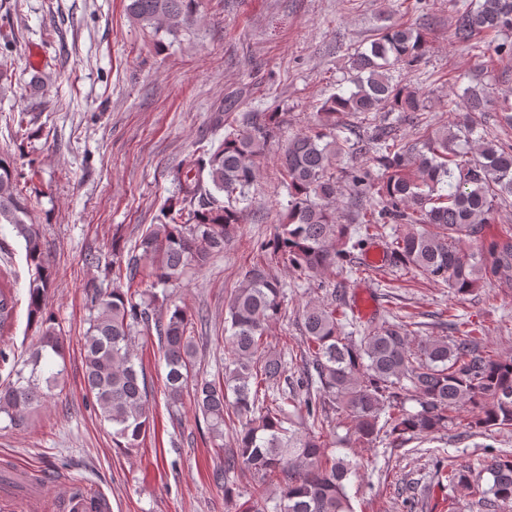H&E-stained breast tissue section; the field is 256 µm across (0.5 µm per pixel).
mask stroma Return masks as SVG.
Here are the masks:
<instances>
[{"mask_svg": "<svg viewBox=\"0 0 512 512\" xmlns=\"http://www.w3.org/2000/svg\"><path fill=\"white\" fill-rule=\"evenodd\" d=\"M127 0H0V151L11 153L20 184L42 227L55 271L48 309L69 341L64 390L40 408L34 426L0 428V475H47V483L12 488L8 512H63L57 480L78 477L97 495L103 512H237L257 482L244 473L230 491L212 473L219 459L191 401L172 407L164 395L166 370L156 338L137 337L154 400L155 431L128 452L88 405L81 338L88 327L86 286L100 278L87 253L111 261L113 245L130 250L156 223L175 190L174 174L193 150L217 142L220 106L236 112H275L282 137L313 124L320 102L350 75L352 54L394 24L423 30L428 52L401 69L407 84L426 96V129L452 126V85L491 86L512 96V56L496 55L503 34L480 35L482 51L454 38L448 0H198V20L173 32L138 24ZM38 50L40 62L30 52ZM24 114V124L12 118ZM273 143L249 190L245 221L222 253L166 290L167 306L204 314L197 329V368L213 379L224 368L225 305L257 248L279 224L288 201ZM364 253L304 281L288 265L269 271L285 289L282 316L268 333L271 350L298 348L306 304L327 303L335 286L354 297L368 283L380 309L407 323L413 342L446 335L458 320L486 344L512 356V286L493 279L465 295L420 271L362 267ZM0 276L20 299L11 335L0 348L21 358L35 343L27 322L30 271L11 225L0 224ZM0 363V381L10 369ZM472 408L436 438L392 447L350 442L344 455L361 461L347 491L354 512H478L462 488L451 487L442 467L479 471L496 455H512V429L469 433Z\"/></svg>", "mask_w": 512, "mask_h": 512, "instance_id": "obj_1", "label": "stroma"}]
</instances>
